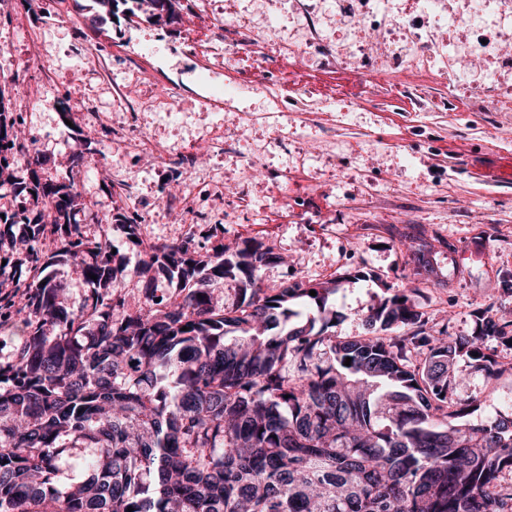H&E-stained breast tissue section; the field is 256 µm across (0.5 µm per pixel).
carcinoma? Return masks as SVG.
Instances as JSON below:
<instances>
[{
  "instance_id": "cac0c4a2",
  "label": "carcinoma",
  "mask_w": 512,
  "mask_h": 512,
  "mask_svg": "<svg viewBox=\"0 0 512 512\" xmlns=\"http://www.w3.org/2000/svg\"><path fill=\"white\" fill-rule=\"evenodd\" d=\"M147 2L148 18L175 16L178 0H95L110 18ZM20 127L0 96V200L34 205L0 209V275L22 289L0 295V324L22 336L0 367V512H512V422L475 424L477 399L449 391L461 357L496 377L512 319L488 307L451 339L404 288L368 311L377 333L342 336L345 278L314 296L265 288L262 269L286 263L273 247L203 255L192 234L145 248L139 273L160 266L179 291L132 311L112 244L72 221L85 202L70 173L92 159L76 151L65 181H43ZM122 221L141 247L138 215ZM64 259L92 286L76 312L46 274ZM66 456L80 475L63 486Z\"/></svg>"
}]
</instances>
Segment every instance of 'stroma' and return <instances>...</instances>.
<instances>
[{"mask_svg": "<svg viewBox=\"0 0 512 512\" xmlns=\"http://www.w3.org/2000/svg\"><path fill=\"white\" fill-rule=\"evenodd\" d=\"M361 8L360 0H307L302 14L295 0H180L178 21L155 23L141 14L115 25L94 21L93 0H0L1 101L36 132L32 151L47 160L41 179L64 177L73 151L95 159V169L81 172L78 191L88 208L76 219L86 234L108 238L117 250L130 309L146 292L160 299L176 292L162 273L149 285L138 277L141 255L113 219L133 206L147 242L193 234L208 253L246 238L274 247L288 262L265 267L263 285L314 286L343 277L336 308L345 316L338 327L344 336L366 335L369 309L409 284L417 289L419 311L452 337L472 335L487 307L512 310L504 289L512 281V186L469 175L512 154V112L462 95L449 99L441 82L425 88L438 102L429 112L403 85L374 98L360 69L314 55L259 59L243 51L206 68L194 51L219 38L221 23L244 18L268 40L309 20L343 48L359 34L334 15ZM64 11L73 23L58 24ZM260 77L262 90L255 87ZM146 86L168 90L171 108H136ZM228 87L234 91L228 109L198 110L199 99H221ZM274 87L300 90L302 99L274 103L268 94ZM116 93L134 105L127 123L169 149L165 160L140 151L135 141L116 140L111 124L87 120V111L109 112ZM59 97L77 100L76 110L30 106ZM357 98L362 106H354ZM217 124L229 146L211 152L204 140ZM247 163L260 176L243 186L239 175ZM201 169L214 200L198 202L189 214L180 193ZM117 172L133 182V191L114 183ZM404 241L423 247L441 286L415 274L400 248ZM500 360L489 382L468 362L457 364L450 391L458 399L479 397L472 421L495 416L512 398V352H501Z\"/></svg>", "mask_w": 512, "mask_h": 512, "instance_id": "stroma-1", "label": "stroma"}]
</instances>
